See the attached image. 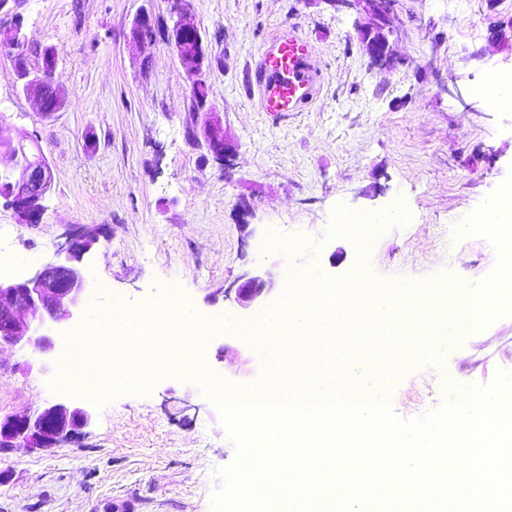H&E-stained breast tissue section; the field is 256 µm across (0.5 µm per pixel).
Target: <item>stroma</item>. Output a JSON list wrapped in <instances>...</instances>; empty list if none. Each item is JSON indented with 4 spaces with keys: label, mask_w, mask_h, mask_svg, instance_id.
<instances>
[{
    "label": "stroma",
    "mask_w": 512,
    "mask_h": 512,
    "mask_svg": "<svg viewBox=\"0 0 512 512\" xmlns=\"http://www.w3.org/2000/svg\"><path fill=\"white\" fill-rule=\"evenodd\" d=\"M212 66L206 81L238 144L232 171L205 161L186 134L185 69L165 42L130 41L142 12L166 17L165 0H20L31 46L51 47L66 95L42 117L13 62L0 57V125L47 160L53 187L40 223H18L0 198V264L34 272L55 243L81 232L98 243L83 267L87 295L58 330L53 363L27 348L0 349V417L66 402L91 419L73 441L0 455V512H212L237 448L202 382L262 387L270 353L237 327L277 308L287 279H339L366 263L371 282L425 286L442 278L478 287L499 252L465 220L512 177V110L474 94L492 69L512 68V41L490 29L512 19V0H398V52L414 66L371 69L354 18L317 0H192ZM298 25L325 76L316 102L271 122L249 95L246 69L279 27ZM480 60H471L474 51ZM460 90L454 98L452 90ZM402 207L403 224H378L358 245L334 231L335 211ZM270 273L261 307L224 296L244 273ZM182 295L205 329L201 368L175 365L174 349L141 344L152 370L126 382L104 363L91 397L58 383L73 329L112 308L144 312ZM221 330H212L214 321ZM512 373V314L434 339L385 381L397 418L463 399Z\"/></svg>",
    "instance_id": "1"
}]
</instances>
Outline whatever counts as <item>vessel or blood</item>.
Segmentation results:
<instances>
[{
  "label": "vessel or blood",
  "instance_id": "1",
  "mask_svg": "<svg viewBox=\"0 0 512 512\" xmlns=\"http://www.w3.org/2000/svg\"><path fill=\"white\" fill-rule=\"evenodd\" d=\"M323 87V71L298 26L279 28L249 70L259 111L273 115L308 110Z\"/></svg>",
  "mask_w": 512,
  "mask_h": 512
}]
</instances>
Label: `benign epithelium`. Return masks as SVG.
I'll return each mask as SVG.
<instances>
[{
	"label": "benign epithelium",
	"instance_id": "obj_1",
	"mask_svg": "<svg viewBox=\"0 0 512 512\" xmlns=\"http://www.w3.org/2000/svg\"><path fill=\"white\" fill-rule=\"evenodd\" d=\"M16 0H0V54L16 61L27 55L29 43L21 36V24L13 13ZM337 13L355 16V29H368L374 37L362 43L363 54L371 68L397 71L413 67V61L396 53L394 27L395 0H322ZM169 24L163 27L164 40L186 67L189 86L195 87L206 75L208 52L205 42L197 41L194 51L184 50L188 37L199 30L190 0H167ZM157 19L141 13L133 27L141 33L133 38L150 43L154 37L146 30L156 27ZM18 78L23 89L37 97L40 110H45L42 75L20 68ZM193 132L206 148L207 155L229 168L234 165L237 145L226 138L224 120L209 102L191 109ZM11 162L5 185V199L21 224H38L44 213V201L52 188L51 170L40 153L26 151L25 139L7 131L0 137V158ZM92 238H65L57 244L53 257L23 279L0 278V345L28 347L46 355L55 345L44 328L50 324L62 327L71 321L82 306L86 294L85 278L80 268L83 257L90 253ZM267 274H245L236 287L224 289V297L232 299L243 310L261 303L271 291ZM91 418L84 408L56 403L34 412L14 413L0 420V451L20 445L47 450L75 438Z\"/></svg>",
	"mask_w": 512,
	"mask_h": 512
}]
</instances>
